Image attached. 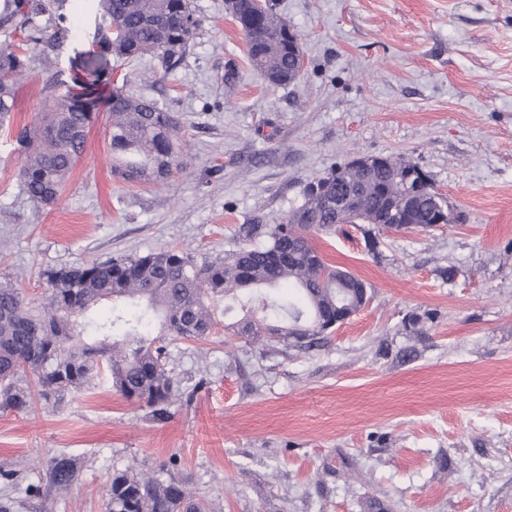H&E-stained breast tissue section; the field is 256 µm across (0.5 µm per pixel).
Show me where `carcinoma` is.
Instances as JSON below:
<instances>
[{"mask_svg": "<svg viewBox=\"0 0 512 512\" xmlns=\"http://www.w3.org/2000/svg\"><path fill=\"white\" fill-rule=\"evenodd\" d=\"M69 0H0V34L21 35L41 47L47 63L68 33ZM99 22L94 43L71 80L46 81L40 96L43 112L36 122L12 130L16 84L28 76L31 55L19 46H0V128L13 133L23 157L20 184L36 206L58 198L82 155L86 130L99 108L110 115L107 137L112 170L128 182H160L178 167L180 121L171 112L126 85L102 99L101 78L107 56L127 61L156 59L171 72L193 39L198 22L190 0H92ZM250 65L274 86L295 83L301 69L288 48L294 32L270 7L241 28ZM406 161L376 156L367 167L335 169L307 183L302 200L282 224H243L240 249L222 258L197 260L179 250L90 261L44 272L46 291L40 302L27 298L9 282L0 283V410L26 412L29 388L19 384L35 376L44 398L82 387L107 367L113 389L129 401L152 408L165 420L179 399L167 370L166 340H201L217 325L211 302L229 297L244 317L230 327L237 336L256 341L271 336L310 350L325 335L336 312L353 306L346 289L351 273L327 264L311 241L341 224H365L370 250L377 234L438 223L448 199L433 182L422 193L406 194ZM291 241L288 260L273 254ZM103 300L125 312L101 318ZM274 318H257L253 303ZM48 489L66 490L79 476L75 459L55 455L42 463ZM107 512H208L206 502L175 478L162 480L132 468L113 473Z\"/></svg>", "mask_w": 512, "mask_h": 512, "instance_id": "1", "label": "carcinoma"}]
</instances>
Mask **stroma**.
Wrapping results in <instances>:
<instances>
[{"instance_id":"obj_1","label":"stroma","mask_w":512,"mask_h":512,"mask_svg":"<svg viewBox=\"0 0 512 512\" xmlns=\"http://www.w3.org/2000/svg\"><path fill=\"white\" fill-rule=\"evenodd\" d=\"M301 39L300 82L273 87L246 57L224 0L199 20L172 74L110 58L122 83L180 119L166 180L114 175L99 111L58 200L35 207L0 130V281L41 298L44 270L175 249L220 256L243 224H279L304 185L360 154L417 164L459 221L313 235L370 300L301 350L251 343L216 305L203 341L170 345L181 399L155 421L106 370L61 400L0 410V467L19 471L16 512H37L41 460L79 480L50 512H105L114 472L185 482L211 512H512V0H275ZM93 9L72 12L53 66L17 85L13 122L42 110V81L91 50Z\"/></svg>"}]
</instances>
